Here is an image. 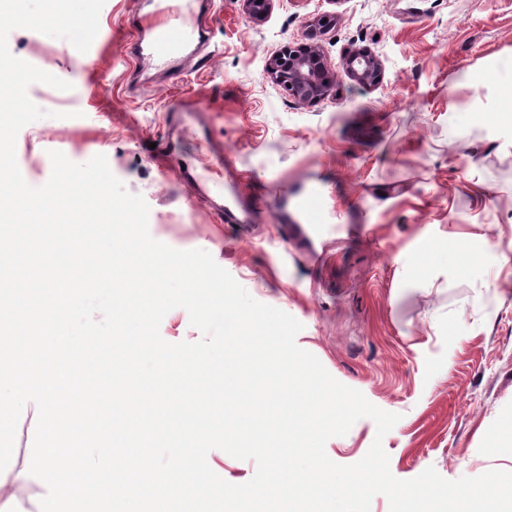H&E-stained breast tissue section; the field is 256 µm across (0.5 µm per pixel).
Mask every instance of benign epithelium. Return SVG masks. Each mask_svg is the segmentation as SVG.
<instances>
[{"label":"benign epithelium","mask_w":512,"mask_h":512,"mask_svg":"<svg viewBox=\"0 0 512 512\" xmlns=\"http://www.w3.org/2000/svg\"><path fill=\"white\" fill-rule=\"evenodd\" d=\"M246 11L256 21L263 20L273 0H243ZM335 26L331 15L319 16L306 33V42L288 45V56L276 55L266 65L269 79L300 104H316L332 94L335 73L318 45L319 38ZM344 69L360 85H377L383 78L382 63L372 52L354 48L344 57Z\"/></svg>","instance_id":"7a95c632"}]
</instances>
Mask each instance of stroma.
Wrapping results in <instances>:
<instances>
[{"label":"stroma","instance_id":"stroma-1","mask_svg":"<svg viewBox=\"0 0 512 512\" xmlns=\"http://www.w3.org/2000/svg\"><path fill=\"white\" fill-rule=\"evenodd\" d=\"M141 8L106 0L84 62L68 40L9 33L13 55L72 85L63 117L20 130L22 175L48 179L53 150L78 164L105 155L148 204L155 240L209 252L255 300L301 323L298 346L336 380L399 414L383 440L396 478L429 467L449 480L512 471V0H274L260 22L242 0H215L209 56L175 80L145 71L131 92L123 29ZM322 13L336 18L319 40L336 82L329 99L300 105L265 65ZM359 47L379 57V86L342 70ZM185 92L210 109L209 134L245 193L321 180L346 230L309 249L274 223L276 202L255 223L224 224L188 185L163 177L167 111ZM455 248L474 265L448 261ZM35 428L23 413L0 472L15 512H38L47 493L36 477L13 480ZM375 435L360 419L326 453L354 464Z\"/></svg>","mask_w":512,"mask_h":512}]
</instances>
